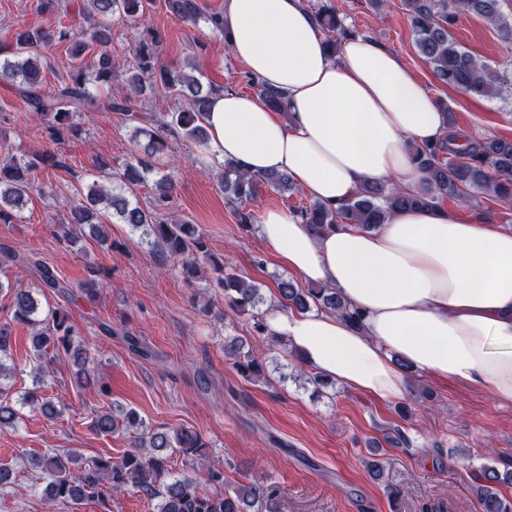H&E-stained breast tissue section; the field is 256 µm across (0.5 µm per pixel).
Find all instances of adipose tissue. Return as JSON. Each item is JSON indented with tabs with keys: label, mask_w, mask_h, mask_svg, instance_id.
<instances>
[{
	"label": "adipose tissue",
	"mask_w": 512,
	"mask_h": 512,
	"mask_svg": "<svg viewBox=\"0 0 512 512\" xmlns=\"http://www.w3.org/2000/svg\"><path fill=\"white\" fill-rule=\"evenodd\" d=\"M220 22L232 54L288 108L282 117L251 97L213 95L209 161L288 173L329 206L366 183L419 182L407 145L442 138L446 116L400 57L367 37L329 52L303 0H224ZM257 231L289 273L336 288L364 316L356 327L272 306L271 332L308 368L382 401L405 396L412 370L512 405V228L430 208L318 235L267 208Z\"/></svg>",
	"instance_id": "adipose-tissue-1"
}]
</instances>
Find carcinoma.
Instances as JSON below:
<instances>
[{
    "mask_svg": "<svg viewBox=\"0 0 512 512\" xmlns=\"http://www.w3.org/2000/svg\"><path fill=\"white\" fill-rule=\"evenodd\" d=\"M153 0H89L85 8L87 27L74 33L56 32L43 27H30L17 34L14 59L0 61V80L11 83L25 100L29 111L39 116L44 133L52 144H61L69 136L77 135L76 117L82 112H96L102 108L117 112L136 123L131 137L137 152L114 171L102 159L99 171L112 174L117 188L100 189L94 181L85 191L67 202L64 224L83 229L107 240L103 217L117 218L133 230H140L162 259L176 263L185 278L191 279L208 266L214 274V284L224 291V301L233 312L249 314L258 335L268 334V327L258 307L264 299L259 286L243 274L226 271L208 248L207 239L195 224L175 221L166 210L173 200L174 186L165 176L154 181L153 205L144 209L131 203L122 191L146 182L154 171L151 159L169 150L168 138L183 135L196 143L207 139L202 124L209 98L218 88L204 87L199 78L177 73L158 63L157 34L147 30L140 34L133 47L135 73L127 86L112 89L115 66L108 47L112 43V16L136 20L150 10ZM166 6L179 19L195 23L201 13L197 0H165ZM416 36V46L423 62L444 84L465 91L473 97L501 99L507 81L495 68L482 62L459 44L452 33L457 13L480 18L495 26L505 36L512 37V21L502 12V0H404ZM314 18L318 28L326 34L331 50L340 45L335 35L348 36L332 4H320ZM72 41V56L76 63L69 71L68 81L50 91L44 88L41 71V49L54 41ZM97 47L92 60L84 54ZM160 85L173 90L175 107L165 110L161 117L143 113L151 111L140 99L146 90ZM261 101L272 111L286 113L282 95L256 81ZM107 87L111 93L101 99L95 88ZM455 133L434 143L417 144L412 155L426 173L419 188L402 190L377 183L363 185L344 204L332 208L319 202L302 205L294 214L320 234L348 224L371 230L385 223L396 209H417L438 205L446 194L462 202L483 194L499 202L512 201V138L469 136L463 144L454 143ZM61 165V160L48 151L35 152L23 162L14 158L0 162V220L7 221L13 212H20L30 200L37 172L46 163ZM221 184L225 199L235 205L254 198L261 187L269 186L281 192L294 190V181L286 173L272 172L260 176L247 175L232 161L224 162ZM25 266L33 267L39 276V287L54 293L66 294L70 284L62 281L49 267L30 258L12 256ZM277 298L281 306L300 311L313 307L337 313L358 326L363 315L353 309L333 288L311 284L300 288L290 278H281L277 284ZM12 319L38 327L31 337L33 389L20 400L21 406L39 412L49 420L62 415L66 405L43 397L40 391L46 371L62 357H69L77 367L76 376L86 382L95 379L94 357L78 341L80 333L70 322L67 310L55 309L50 315L39 317V304L28 289L14 288L11 294ZM9 324L0 325V378L11 377L9 360ZM233 358V366L249 380H267L265 366L246 341L234 338L225 346ZM23 413L10 403L9 394L0 386V429L14 428L22 421ZM92 430L100 435L119 430L139 434L133 448L118 460L100 456L85 461L72 449H52L30 458L29 465L40 472L44 482L42 493L50 506L78 505L86 500L102 504L113 495L136 490L147 497L152 512H251L254 503L271 496L269 486L255 480L222 493L206 491L204 486L224 485V472L211 465L205 451L206 444L193 428L180 426L149 427L136 412L121 405L96 412ZM182 456L190 471L181 477L170 473V458ZM500 475L494 468L483 470L476 499L481 512H512V500L496 489Z\"/></svg>",
    "mask_w": 512,
    "mask_h": 512,
    "instance_id": "cac0c4a2",
    "label": "carcinoma"
}]
</instances>
